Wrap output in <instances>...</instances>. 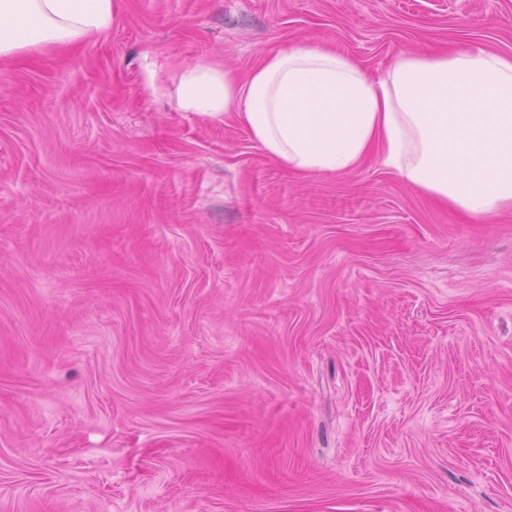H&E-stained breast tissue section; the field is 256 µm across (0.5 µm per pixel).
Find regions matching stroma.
I'll return each mask as SVG.
<instances>
[{"label":"stroma","mask_w":512,"mask_h":512,"mask_svg":"<svg viewBox=\"0 0 512 512\" xmlns=\"http://www.w3.org/2000/svg\"><path fill=\"white\" fill-rule=\"evenodd\" d=\"M305 45L512 55V0H112L0 59V512H512V212L177 106Z\"/></svg>","instance_id":"35a3bbf8"}]
</instances>
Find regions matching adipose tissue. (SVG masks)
<instances>
[{"label":"adipose tissue","instance_id":"obj_1","mask_svg":"<svg viewBox=\"0 0 512 512\" xmlns=\"http://www.w3.org/2000/svg\"><path fill=\"white\" fill-rule=\"evenodd\" d=\"M112 25V0H0V57L70 45ZM181 110L232 116L299 175L379 158L432 198L475 216L512 209V56L482 48L405 55L369 75L333 49L265 53L245 77L183 70Z\"/></svg>","mask_w":512,"mask_h":512}]
</instances>
